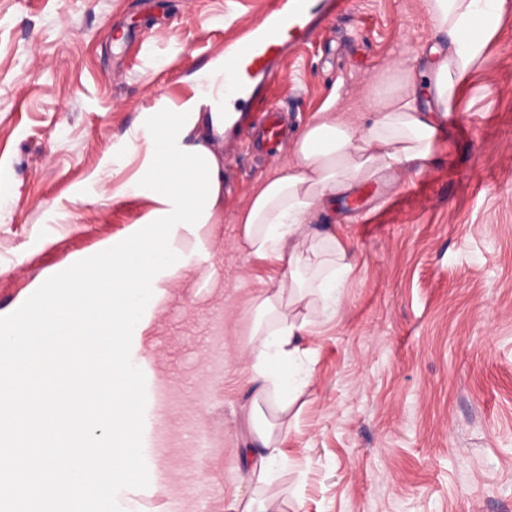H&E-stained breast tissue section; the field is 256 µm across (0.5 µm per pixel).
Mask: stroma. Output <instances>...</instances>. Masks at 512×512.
<instances>
[{
	"label": "stroma",
	"instance_id": "stroma-1",
	"mask_svg": "<svg viewBox=\"0 0 512 512\" xmlns=\"http://www.w3.org/2000/svg\"><path fill=\"white\" fill-rule=\"evenodd\" d=\"M263 12L264 0H0V311L141 217L145 200L112 196L141 148L111 169L103 158ZM446 44L424 0H351L315 43L275 60L286 76L275 94L307 118L336 90L359 108L380 68ZM436 124L424 172L392 171L358 187L354 209L321 215L353 271L336 309L310 315L311 381L276 478L258 489L240 459L247 351L256 298L287 271L241 253L235 221L291 148L270 160L215 142L227 179L210 243L219 281L173 284L144 339L172 387L146 405L144 444L164 425L185 446L202 429L219 443L199 465L147 460L161 479L199 482L184 512H231L238 499L255 512L272 500L279 512H512V4ZM216 352L224 368L211 382Z\"/></svg>",
	"mask_w": 512,
	"mask_h": 512
}]
</instances>
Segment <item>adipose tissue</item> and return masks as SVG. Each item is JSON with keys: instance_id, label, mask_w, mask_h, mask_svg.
<instances>
[{"instance_id": "1", "label": "adipose tissue", "mask_w": 512, "mask_h": 512, "mask_svg": "<svg viewBox=\"0 0 512 512\" xmlns=\"http://www.w3.org/2000/svg\"><path fill=\"white\" fill-rule=\"evenodd\" d=\"M505 0H425L437 34L447 37V56L428 72L412 66L382 68L363 99L369 111L354 118L339 94H331L292 146L293 159L265 178L239 213L237 244L246 255L288 269L259 297L255 311L268 318L255 329L249 357L255 370L256 403L250 412L249 443L243 460L255 485L271 484L284 452L280 435L307 384L309 369L300 338L307 309L335 308L352 261L335 232L314 229L326 205L359 184L393 170L421 171L433 155L436 126L420 110L418 93L447 110L459 83L487 58ZM271 403L265 415L263 403Z\"/></svg>"}]
</instances>
